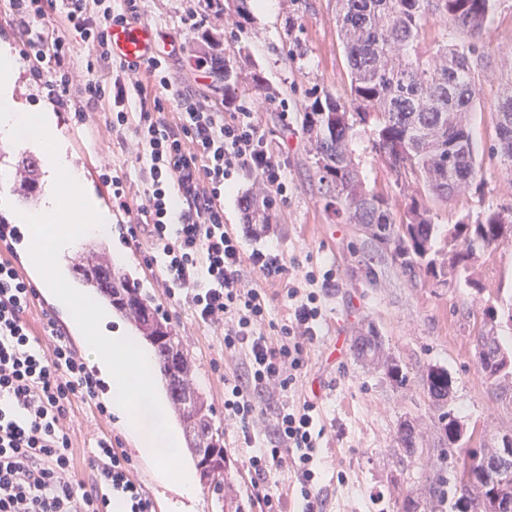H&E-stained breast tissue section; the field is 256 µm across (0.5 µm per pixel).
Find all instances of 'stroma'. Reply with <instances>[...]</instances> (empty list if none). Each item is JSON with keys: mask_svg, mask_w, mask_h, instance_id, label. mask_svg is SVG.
Segmentation results:
<instances>
[{"mask_svg": "<svg viewBox=\"0 0 512 512\" xmlns=\"http://www.w3.org/2000/svg\"><path fill=\"white\" fill-rule=\"evenodd\" d=\"M266 2V9H252V22L244 30L215 17L205 0H143L141 20L166 31L176 48L167 59L174 90L195 96L209 110H229L223 79L211 68L197 66L209 59L217 43L233 50L246 48L251 64L262 70L274 90L271 100L252 93L238 96L237 101L253 112L269 146L284 148L288 198L276 205L273 229L255 233L240 203L256 176L242 172L224 196V222L242 238L245 249L271 243L282 249L287 272L281 282L266 288L275 323H283L287 316L289 287L300 285L307 271H333L335 286L324 299L323 335L312 348L307 372L295 391L297 398L311 401L320 413L324 512H396L395 497L424 482L441 465L434 408L423 393L419 369L437 363L456 377L448 406L467 426L494 436L512 434V403L484 376L472 344L488 300L512 299V245L477 253L467 283L415 287L387 260L376 262V279L368 281L360 264L370 251L367 235L326 209L312 177L309 143L300 120L315 97L326 93L342 97L348 88L346 58L336 32V0ZM48 20L71 43V66L79 72L93 68L102 84L111 86L112 61L100 59L96 47L68 29L59 12L49 13ZM481 45L482 56L474 64L479 94L470 126L482 162L483 185L446 201H429L442 224L455 223L466 214L512 207V171L489 154L497 98L502 85L512 80V68L503 62L504 55L512 53V0H495L494 21ZM54 67L47 58L25 60L16 95L33 109L52 106L58 130L70 137L68 150L97 197L111 200V176L127 175L130 209L113 210L109 247L121 251V267L140 281L183 336L198 365L196 382L213 404L216 425L224 430L227 476L244 512H258L250 501L247 451L224 418V378L240 372L242 360L225 354L220 330L194 322L188 306L169 301L159 267L146 263L147 233H140L134 242L125 231L126 225L137 221L135 209L145 188L132 156V127L113 129L111 97L87 104L81 81H73L65 99L52 97L45 77ZM355 154L368 186L402 203L403 195L371 152L367 136L357 140ZM371 324L383 333L391 353L409 367L413 378L407 387L390 383L379 367L355 361L353 339ZM406 418L419 425L427 443L422 459L410 465L400 461L395 441L397 426ZM66 427L79 456L101 437L117 439L132 460L133 478L150 500L160 503V512H169V504L178 500L176 488L156 479L154 463L140 455L133 437L114 416L104 417L95 408L78 404Z\"/></svg>", "mask_w": 512, "mask_h": 512, "instance_id": "1", "label": "stroma"}]
</instances>
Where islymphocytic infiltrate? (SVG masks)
<instances>
[{
	"label": "lymphocytic infiltrate",
	"mask_w": 512,
	"mask_h": 512,
	"mask_svg": "<svg viewBox=\"0 0 512 512\" xmlns=\"http://www.w3.org/2000/svg\"><path fill=\"white\" fill-rule=\"evenodd\" d=\"M27 21L24 54L53 59L51 81L60 94L71 83V47L50 30L48 9H59L84 41L108 58L106 25L114 10L137 15L138 0H13ZM172 87L164 56L144 67L120 65L113 81L112 124L136 120L134 162L145 184L130 239L150 238L149 260L159 265L169 299L186 304L196 323L224 329V350L243 358L242 373L224 381V417L242 431L253 474L250 494L261 512H281L277 473L294 477L301 512H323L318 486V416L313 403L284 401L308 367L323 327V297L332 271L306 274L304 289L287 291L284 323L269 317L265 289L279 281L284 258L277 246L245 252L224 223V194L241 171L260 176L274 199H286L288 181L279 154L269 150L248 108L213 112L195 98L177 96V122L148 86ZM35 290L11 261L0 260V512H110L113 498L127 512H152L132 477V460L101 438L86 459L90 482L75 478L72 438L65 427L74 404L94 405L98 384L60 328L45 322L49 344L33 333L27 315Z\"/></svg>",
	"instance_id": "lymphocytic-infiltrate-1"
}]
</instances>
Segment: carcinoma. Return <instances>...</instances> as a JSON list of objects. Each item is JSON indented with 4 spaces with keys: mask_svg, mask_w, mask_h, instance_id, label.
<instances>
[{
    "mask_svg": "<svg viewBox=\"0 0 512 512\" xmlns=\"http://www.w3.org/2000/svg\"><path fill=\"white\" fill-rule=\"evenodd\" d=\"M248 2L206 0V7L233 19L241 30L251 20ZM433 16L450 22L466 40L424 44L425 27ZM493 19L494 0H336L349 94L342 98L327 93L315 100L302 113L301 125L311 143L314 176L327 206L370 235L374 255L363 261L370 280L376 279L372 263L378 257L391 260L415 285L446 286L448 275L467 272L476 252L512 244V207L488 210L473 221L466 215L445 228L424 203L426 198L446 201L482 184L469 115L477 96L473 57ZM211 63L215 75H224L226 93H235L243 79L256 91L267 90L257 69H231L220 52L211 55ZM361 130L369 134L373 151L404 192L405 206L399 212L391 208L389 196L367 186L354 149ZM495 130L490 154L512 170V82L499 95ZM16 173L21 180L13 192L37 199L41 167L32 163V156L17 161ZM242 209L248 223L269 230L273 207L265 188L247 193ZM89 257L88 268L110 273L108 287L97 293L154 350L171 412L197 474H206L205 484L221 496L226 512H241L224 480V433L214 423L207 394L196 385L195 358L139 281L112 266L105 244L89 248ZM498 324V308L486 306L472 343L481 371L509 393L512 386L501 369L512 361V352L495 335ZM353 355L360 363L382 367L393 385L408 384V368L386 353L384 337L374 328L355 337ZM421 381L435 409L442 467L427 476L422 487L396 501L397 512H507L495 501L504 466L497 448L483 441L477 448H464L472 435L448 409L455 383L452 374L434 364L423 371ZM396 442L410 463L426 447L422 430L408 419L398 425Z\"/></svg>",
    "mask_w": 512,
    "mask_h": 512,
    "instance_id": "obj_1",
    "label": "carcinoma"
}]
</instances>
